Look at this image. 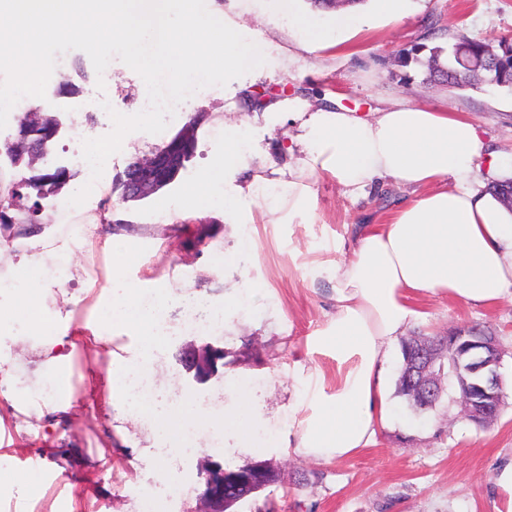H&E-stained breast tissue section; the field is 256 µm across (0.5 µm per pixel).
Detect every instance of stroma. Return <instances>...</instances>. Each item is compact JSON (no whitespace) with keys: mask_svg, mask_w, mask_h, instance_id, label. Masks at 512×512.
Returning <instances> with one entry per match:
<instances>
[{"mask_svg":"<svg viewBox=\"0 0 512 512\" xmlns=\"http://www.w3.org/2000/svg\"><path fill=\"white\" fill-rule=\"evenodd\" d=\"M206 6L213 15L245 24L264 41V69L234 80L238 96L226 95L219 86L191 96L170 117L163 137L127 135L102 175L111 199L103 229L130 232L126 272L145 291L185 286L225 307V298L236 296L244 280L264 288L262 299L239 298L235 306L225 308V328L203 335L184 333L183 307L170 306L165 324L172 333L156 361L154 397L161 406L197 400L223 412L228 401L226 368L200 384L183 363L189 352L206 344L221 346L234 367L251 370L253 391L264 413V434L273 439L288 423L292 387L300 383L302 369L316 367L328 382L336 380L335 358L307 347L308 337L324 327L333 305L331 263L348 257L346 244L354 225L380 221L411 192L388 184L356 197L317 174L309 180L313 217L292 218L284 210L272 214L247 197L232 223L220 209L175 213V203L213 173L227 137L239 126L247 129L248 140L225 183L226 192L251 182L269 196L287 190L288 143L300 128L287 113L270 111L269 106L294 95L359 112L396 101L443 107L474 122L490 150L511 153L512 91L494 86L452 89L428 76L434 51L448 50L458 35L495 47L504 40L512 42V0H411L407 18L363 30L345 50L314 53L295 48L282 0H206ZM51 81L77 87L89 99L109 94L114 110L124 115L139 112L147 91L141 76L119 59H112L99 74L78 50L57 56ZM244 91L262 99L263 108L246 106L240 97ZM192 118L199 121L194 151L175 180L146 198L125 200L129 163L151 155ZM58 168L67 169L69 177L44 187L38 223L0 230V247L8 253L22 245L50 251L70 242L59 204L83 182V169L42 152L24 156L19 165L24 178ZM114 261L102 237L75 248L73 278L65 292L80 298L76 323L94 321ZM423 309L425 318L414 327L418 333L444 336L461 326L489 327L505 351L500 373L512 375L511 299L482 309L430 297ZM133 343L131 335L123 334L114 338L110 350L77 353L69 373L76 408L49 437L25 434L0 405V431L14 440L0 453L19 471L37 458L40 489L36 495L0 491V512H56L63 500L74 512H136L134 487L151 485L155 474L171 470L182 471L192 487L180 492L153 487L152 510L189 512L197 505L194 485L201 463L213 458L234 467L247 459V452L236 449L220 432L207 438V451L186 458L168 455L157 465H130L127 455L113 448L111 435L101 427L102 419L112 413L107 372L113 352ZM392 403L405 423L384 428L375 446L350 459L318 464L291 456L284 448L258 454V461L270 465L278 480L240 502L236 512H507L512 507L496 485L499 472L512 462L511 393L504 396L497 422L487 427L466 419L448 397L425 414L414 412L400 397H393ZM61 469L68 482L57 479Z\"/></svg>","mask_w":512,"mask_h":512,"instance_id":"35a3bbf8","label":"stroma"}]
</instances>
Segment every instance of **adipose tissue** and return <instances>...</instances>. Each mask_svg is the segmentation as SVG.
I'll list each match as a JSON object with an SVG mask.
<instances>
[{
	"mask_svg": "<svg viewBox=\"0 0 512 512\" xmlns=\"http://www.w3.org/2000/svg\"><path fill=\"white\" fill-rule=\"evenodd\" d=\"M288 23L300 46L315 52L344 47L364 20L339 7L330 35L307 15L289 12ZM276 109L295 114L301 128L288 190L277 197L289 214L312 215L306 179L317 173L352 195L385 179L414 191L384 222L356 229L349 257L332 269L335 310L308 339L309 349L335 357L336 384L328 386L319 370L307 374L304 414L281 445L297 458L330 464L370 447L395 419L382 374L406 331L424 319L419 299L439 296L481 307L512 298V209L490 189L503 158L488 151L479 127L461 113L405 102L368 114L341 105L314 110L298 96ZM70 267L68 248L25 252L0 276V401L31 427L59 423L73 408L59 373L77 343L66 333L61 307L46 303L50 288L69 281ZM107 288L95 350L107 349L118 334L137 339L131 357L112 359V406L124 424L151 422L161 442L155 451L141 449L123 426L116 445L150 464L171 451H197L204 434L220 430L238 448L259 450L263 417L249 370L232 375L233 401L220 415L202 406L187 413L177 403L159 409L141 388L153 377L165 341L167 304L196 299V292L165 289L149 296L119 268Z\"/></svg>",
	"mask_w": 512,
	"mask_h": 512,
	"instance_id": "1",
	"label": "adipose tissue"
}]
</instances>
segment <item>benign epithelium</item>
<instances>
[{"label":"benign epithelium","instance_id":"1","mask_svg":"<svg viewBox=\"0 0 512 512\" xmlns=\"http://www.w3.org/2000/svg\"><path fill=\"white\" fill-rule=\"evenodd\" d=\"M38 124L27 119L24 121V131L15 142L7 145L12 155L35 153L43 147L44 140L32 138V129ZM195 126L185 125L161 150L150 157L132 162L125 175L127 197L132 199L145 198L165 187L170 179L176 177L181 169V153L194 135ZM460 349L467 355V372L475 376L474 387L483 392V397L477 399L468 393L461 399L463 411L468 416L485 417L488 422L497 419L499 412L498 392L488 391V387L502 383L495 376L492 368H498L503 358V350L494 336L483 332L453 331L448 334V340L442 346L433 349L426 347L419 353L422 362L420 370V385L427 392H432L428 370L447 349ZM224 357V348L212 344L205 345L201 350L190 353L185 358L186 369L194 373L197 380H207L214 375V369ZM262 488L257 481L246 480L225 469L224 464L212 459L202 465L199 470V493L197 500L199 508L193 512H226V501L232 497L243 500L259 493Z\"/></svg>","mask_w":512,"mask_h":512}]
</instances>
